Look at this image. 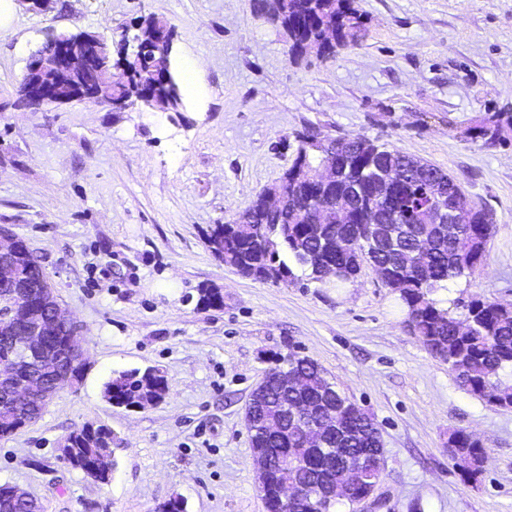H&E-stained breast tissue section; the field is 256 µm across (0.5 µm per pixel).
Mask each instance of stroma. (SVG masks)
Wrapping results in <instances>:
<instances>
[{"instance_id": "obj_1", "label": "stroma", "mask_w": 512, "mask_h": 512, "mask_svg": "<svg viewBox=\"0 0 512 512\" xmlns=\"http://www.w3.org/2000/svg\"><path fill=\"white\" fill-rule=\"evenodd\" d=\"M366 35L335 55L290 61L253 0H52L16 4L0 36V228L39 257L81 327L87 370L34 423L0 440V484L44 512H267L245 411L278 358L316 361L377 423L384 448L375 512H512V409L459 388L404 327L370 267L338 284L295 269L258 282L214 258L230 221L290 166L298 133L362 136L452 176L493 217L486 261L434 297L464 317L475 297L512 305V142L466 134L512 113V0H356ZM175 30L177 67L195 62L185 118L88 101L30 107L17 87L29 56L60 31H133L150 15ZM224 296L200 304L201 289ZM158 368L169 392L134 411L102 396L113 371ZM87 422L123 440L109 483L59 456ZM465 429L487 458L466 480L448 454ZM512 126L511 112H493L488 114L482 122L468 129L469 138L481 142L484 147H495L506 140L502 137L505 128Z\"/></svg>"}]
</instances>
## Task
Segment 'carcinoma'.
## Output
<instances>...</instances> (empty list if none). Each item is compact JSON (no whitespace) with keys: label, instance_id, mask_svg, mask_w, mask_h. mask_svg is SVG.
Wrapping results in <instances>:
<instances>
[{"label":"carcinoma","instance_id":"1","mask_svg":"<svg viewBox=\"0 0 512 512\" xmlns=\"http://www.w3.org/2000/svg\"><path fill=\"white\" fill-rule=\"evenodd\" d=\"M267 22L288 30V54L299 58L308 49L317 56L328 57L336 49L353 46L365 36V23L354 0H254L257 11L265 7ZM149 51L125 61L121 77L112 82V97L134 100L148 90L158 92L166 111L183 118L184 94L177 69L168 64L165 74L155 71V60L162 49L158 35L173 32L168 20L150 16L143 22ZM336 31V44L323 41V32ZM512 126L511 112H493L468 129L469 138L484 147L505 142L502 134ZM319 142L322 151L336 163V181L325 185L316 181L318 157L309 144ZM405 168L410 179L401 185L384 187L391 170ZM440 168L406 155L385 144L361 136L322 137L310 133L300 137L295 158L268 191H279L286 197V207L270 211L257 195L251 204L235 214L232 220L216 224L207 235L212 254L225 266L246 278L268 281L269 271L277 269L286 279L293 268L310 271L319 278V268L334 264L345 270L338 282L354 278L365 265L374 264L384 271L383 283L397 293L407 308L406 326L429 352L448 364L459 386L491 407L512 408V307L476 298L466 305L471 328L458 330V319L441 308L431 295L445 287L448 280L473 273L484 263L486 246L493 230L490 214L474 209L468 223L434 224L435 207L451 198L453 178L438 181ZM383 223L372 224L373 215ZM429 245L425 268L412 265L419 244ZM13 279L0 281V294L15 288L39 286L48 280L38 257L20 244L10 259ZM288 370L301 375L308 385L297 398L311 406L336 404L347 421L345 429L327 436L330 448H347V456L324 455L307 448L303 441L305 421L288 422V434L273 440L260 433L261 424L269 419L286 420L277 376ZM316 362L291 356L277 360L265 376L264 393L254 399L246 412V426L251 432L253 454L262 455L268 448H281L297 469L277 467L266 480L263 499L268 512H335V503L325 504L319 491L309 500L281 504L279 488L287 480H303L322 468L345 467L350 460L356 465V482L345 499L350 507L358 505L367 486L381 476L382 458L376 452L382 447L381 435L367 413L343 406L346 396L327 384ZM104 396L118 407L154 405L165 399L168 384L158 368L118 370L104 384ZM42 413L34 398L20 401L19 409L0 408V438H7L26 426L16 411ZM68 442L63 459L81 471L102 448L117 443L112 430L104 424L86 423L65 436ZM448 442L461 454L481 458L483 446L464 429L450 433ZM0 512H43V506L32 500L23 506L12 502L0 490Z\"/></svg>","mask_w":512,"mask_h":512}]
</instances>
